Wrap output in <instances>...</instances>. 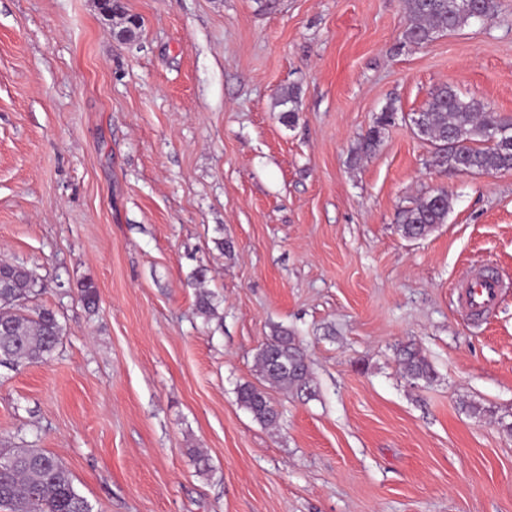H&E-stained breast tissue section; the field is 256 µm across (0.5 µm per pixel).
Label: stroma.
Returning <instances> with one entry per match:
<instances>
[{"label":"stroma","instance_id":"1","mask_svg":"<svg viewBox=\"0 0 512 512\" xmlns=\"http://www.w3.org/2000/svg\"><path fill=\"white\" fill-rule=\"evenodd\" d=\"M497 3L417 47L401 0H0V260L64 326L47 363L0 366V443L58 456L94 512H512V287L478 320L457 296L485 265L512 284V170L434 167L407 122L445 84L512 117ZM437 188L447 223L405 239ZM278 326L315 394L273 393L271 429L236 390ZM395 120V112L391 109H386L381 112L374 122V125L369 129L362 144V151L367 153L379 144L382 131L386 126L390 125ZM451 198L440 188L420 197L413 206L398 213V224L404 238L415 240L425 237L438 224L446 223ZM398 362L402 375L415 385L419 382L430 383L435 372L423 351L414 344L401 347Z\"/></svg>","mask_w":512,"mask_h":512}]
</instances>
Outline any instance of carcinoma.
<instances>
[{
  "label": "carcinoma",
  "instance_id": "obj_1",
  "mask_svg": "<svg viewBox=\"0 0 512 512\" xmlns=\"http://www.w3.org/2000/svg\"><path fill=\"white\" fill-rule=\"evenodd\" d=\"M497 0H404L407 23L403 43L423 46L438 35L456 31L493 14ZM297 88L282 90L279 104L291 105L281 119L295 120ZM395 120V112L380 113L362 144L367 153L380 142L382 131ZM417 134L433 147L431 164L445 171L490 174L512 170V119L473 98H464L450 86L430 93L419 112ZM451 198L440 188L419 198L398 213L404 238L425 237L435 226L446 223ZM45 288L37 273L23 263L0 262V365L18 368L46 362L63 335L56 313L30 306ZM87 307L98 304L96 284H79ZM196 311L209 320L216 315L210 293L201 291ZM259 384L239 385L237 399L253 417L267 427L275 426L277 408L267 389L291 394L315 395L307 356L297 336L283 327L260 344L256 354ZM398 362L402 375L415 385L429 383L435 372L423 351L414 344L401 347ZM0 509L3 512H93L90 502L74 485L73 476L55 455L29 445L0 447Z\"/></svg>",
  "mask_w": 512,
  "mask_h": 512
}]
</instances>
